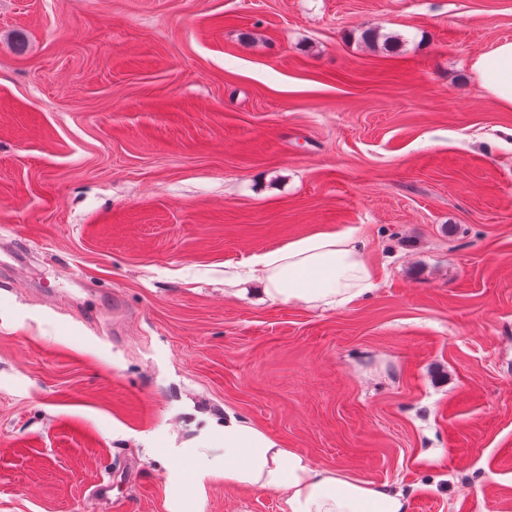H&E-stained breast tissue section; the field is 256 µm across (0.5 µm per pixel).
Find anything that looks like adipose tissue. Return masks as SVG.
<instances>
[{"label": "adipose tissue", "instance_id": "adipose-tissue-1", "mask_svg": "<svg viewBox=\"0 0 512 512\" xmlns=\"http://www.w3.org/2000/svg\"><path fill=\"white\" fill-rule=\"evenodd\" d=\"M481 88L512 110V41L473 63ZM250 278L265 301L323 310L348 306L375 287L372 267L354 229L318 232L256 254ZM224 483L286 489L288 512H407L402 492L351 478L341 467L313 466L233 414L224 418Z\"/></svg>", "mask_w": 512, "mask_h": 512}]
</instances>
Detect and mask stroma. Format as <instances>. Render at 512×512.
<instances>
[{
	"instance_id": "stroma-1",
	"label": "stroma",
	"mask_w": 512,
	"mask_h": 512,
	"mask_svg": "<svg viewBox=\"0 0 512 512\" xmlns=\"http://www.w3.org/2000/svg\"><path fill=\"white\" fill-rule=\"evenodd\" d=\"M504 40L512 0H0V512H287L225 487L228 411L409 512H512ZM347 228L368 296L229 292ZM472 68L481 88L512 110V41L501 42L478 57Z\"/></svg>"
}]
</instances>
